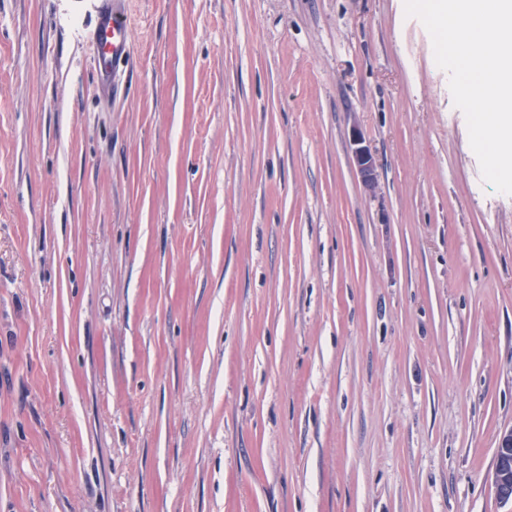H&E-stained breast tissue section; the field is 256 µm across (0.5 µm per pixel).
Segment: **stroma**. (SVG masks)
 I'll return each instance as SVG.
<instances>
[{
	"mask_svg": "<svg viewBox=\"0 0 512 512\" xmlns=\"http://www.w3.org/2000/svg\"><path fill=\"white\" fill-rule=\"evenodd\" d=\"M97 5L0 0V512H512V196L404 0H129L109 98ZM353 146L354 159L359 173L367 183H372L375 176L373 155L357 132L353 134ZM494 486L497 497L512 505V428L504 431L496 448Z\"/></svg>",
	"mask_w": 512,
	"mask_h": 512,
	"instance_id": "1",
	"label": "stroma"
}]
</instances>
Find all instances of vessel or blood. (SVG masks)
<instances>
[{
    "label": "vessel or blood",
    "mask_w": 512,
    "mask_h": 512,
    "mask_svg": "<svg viewBox=\"0 0 512 512\" xmlns=\"http://www.w3.org/2000/svg\"><path fill=\"white\" fill-rule=\"evenodd\" d=\"M95 40L97 56L94 68L100 89L108 92L113 88L112 75L117 64L127 59L131 52L125 0H100Z\"/></svg>",
    "instance_id": "vessel-or-blood-1"
}]
</instances>
